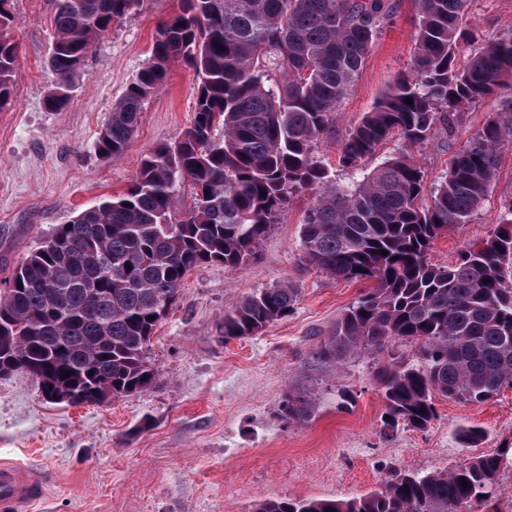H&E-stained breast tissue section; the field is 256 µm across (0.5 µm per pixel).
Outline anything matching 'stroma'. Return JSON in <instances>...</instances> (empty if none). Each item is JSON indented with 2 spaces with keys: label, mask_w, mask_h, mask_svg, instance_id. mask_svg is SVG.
<instances>
[{
  "label": "stroma",
  "mask_w": 512,
  "mask_h": 512,
  "mask_svg": "<svg viewBox=\"0 0 512 512\" xmlns=\"http://www.w3.org/2000/svg\"><path fill=\"white\" fill-rule=\"evenodd\" d=\"M354 85L337 108L319 155L338 183L355 181L338 164L347 134L412 66L415 0H394ZM178 0H143L114 22L88 57L68 103L45 106L55 0H11L19 65L8 103L0 108V284L59 224L100 200L123 193L142 156L178 141L195 108L196 77L174 65L166 85L146 103L123 156L101 159L96 136L127 83L150 58L159 25ZM469 48L512 30V0H470L463 18ZM512 99L499 89L463 114L453 138L435 134L415 156L435 186L465 141ZM512 196V145L500 151L495 183L471 221L449 228L431 249L434 263H455L498 224ZM304 198H295L262 242L256 259L235 270H190L179 298L149 348L157 383L105 403L69 406L44 399L25 374L0 378V460L48 476L30 512H253L277 497L351 498L375 489L392 468L439 472L472 453H493L512 441V389L482 403L436 398L437 417L423 430L378 432L384 402L376 362L355 358L335 381L305 366L340 313L366 290L311 266L301 248ZM287 282L300 290L295 312L258 335L223 340L218 326L232 302ZM306 385L317 408L305 424L279 414L282 396ZM481 426L477 449L457 432Z\"/></svg>",
  "instance_id": "35a3bbf8"
}]
</instances>
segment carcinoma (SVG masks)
<instances>
[{
    "instance_id": "1",
    "label": "carcinoma",
    "mask_w": 512,
    "mask_h": 512,
    "mask_svg": "<svg viewBox=\"0 0 512 512\" xmlns=\"http://www.w3.org/2000/svg\"><path fill=\"white\" fill-rule=\"evenodd\" d=\"M9 2L0 0V107L19 60ZM468 2L417 0L412 68L342 143L338 163L362 177L340 185L319 145L392 18L391 0H180L158 28L150 59L113 105L96 151L106 160L123 155L175 63L196 76L192 124L174 147L144 155L123 194L56 225L49 237L59 248L38 247L20 260L0 289V361L26 359L22 373L45 397L50 387L70 384L81 404L98 403L105 388L117 399L151 387L157 372L148 350L165 319L160 306L176 302L189 270H233L252 260L290 201L303 195L307 261L371 283L309 364L334 379L351 357L379 359L395 342L418 347L415 363H379L381 433L427 427L438 395L482 403L512 389V201L458 262L430 259L434 240L466 223L495 181L500 150L512 144V105L466 140L429 191L412 153L439 129L453 135L465 109L512 81V31L487 39L459 64ZM142 3L56 0L46 108L67 104L94 44ZM395 136L403 141L396 153L366 168ZM184 181L193 186V206L177 219ZM298 301L289 283L254 292L224 310L219 333L226 341L255 336L294 313ZM315 407L305 389L293 388L279 411L289 423H304ZM483 438L478 427L459 434L466 448ZM511 467L512 442L439 472L393 469L359 497L268 498L253 512H499L501 475Z\"/></svg>"
}]
</instances>
